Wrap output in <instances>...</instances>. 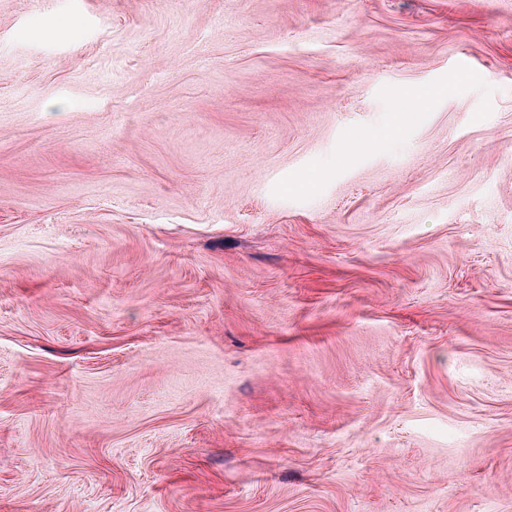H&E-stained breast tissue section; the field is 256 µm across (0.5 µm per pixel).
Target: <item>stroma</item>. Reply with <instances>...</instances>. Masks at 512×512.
I'll list each match as a JSON object with an SVG mask.
<instances>
[{
  "label": "stroma",
  "mask_w": 512,
  "mask_h": 512,
  "mask_svg": "<svg viewBox=\"0 0 512 512\" xmlns=\"http://www.w3.org/2000/svg\"><path fill=\"white\" fill-rule=\"evenodd\" d=\"M0 512H512V0H0Z\"/></svg>",
  "instance_id": "obj_1"
}]
</instances>
